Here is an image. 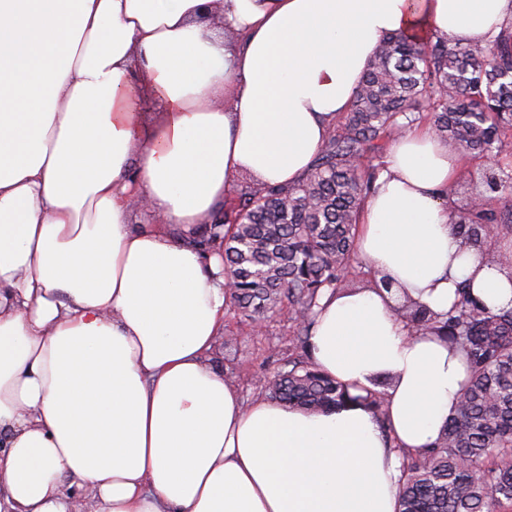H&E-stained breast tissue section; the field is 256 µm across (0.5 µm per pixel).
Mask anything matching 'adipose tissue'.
Instances as JSON below:
<instances>
[{"mask_svg":"<svg viewBox=\"0 0 512 512\" xmlns=\"http://www.w3.org/2000/svg\"><path fill=\"white\" fill-rule=\"evenodd\" d=\"M507 26L512 0H0V512H73L78 489L94 512H398L401 453L441 435L463 355L390 295L329 293L312 358L384 392L385 423L356 401L244 403L215 356L221 256L193 239L234 177H307L382 35ZM463 168L434 132L399 133L357 254L435 312L465 280L512 307V270L453 222Z\"/></svg>","mask_w":512,"mask_h":512,"instance_id":"ef3b65f1","label":"adipose tissue"}]
</instances>
